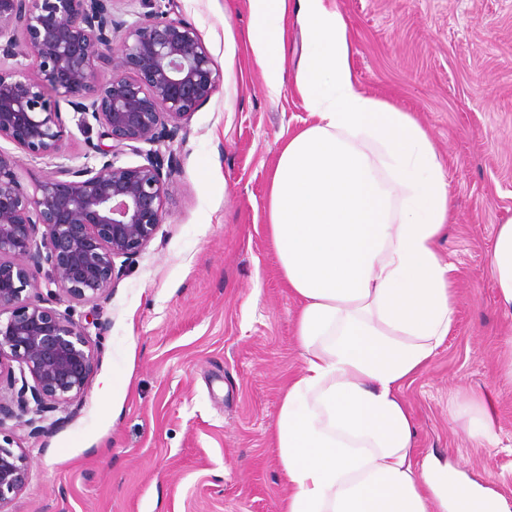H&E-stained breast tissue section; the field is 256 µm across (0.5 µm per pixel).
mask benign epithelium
Instances as JSON below:
<instances>
[{
  "label": "benign epithelium",
  "instance_id": "benign-epithelium-1",
  "mask_svg": "<svg viewBox=\"0 0 512 512\" xmlns=\"http://www.w3.org/2000/svg\"><path fill=\"white\" fill-rule=\"evenodd\" d=\"M152 2L139 0L129 22L114 0H0V140L66 156L63 100L81 131L98 128L86 154L103 158L60 163L30 194L0 149V512H12L31 475L7 422L38 438L85 393L98 347L77 308L97 310L123 276L116 260L156 239L177 168L170 144L223 81L196 29ZM18 56L25 71L5 67ZM124 148L145 163H119Z\"/></svg>",
  "mask_w": 512,
  "mask_h": 512
}]
</instances>
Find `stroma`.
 Segmentation results:
<instances>
[{"instance_id": "1", "label": "stroma", "mask_w": 512, "mask_h": 512, "mask_svg": "<svg viewBox=\"0 0 512 512\" xmlns=\"http://www.w3.org/2000/svg\"><path fill=\"white\" fill-rule=\"evenodd\" d=\"M364 92L413 113L437 146L453 212L439 242L457 320L402 389L420 455L512 500V317L488 257L512 217V0H335ZM194 26L226 78L171 145L178 166L156 241L98 311L109 328L83 397L49 434L14 431L31 477L14 512H279L270 432L302 366L298 301L266 231L276 148L309 113L293 81L270 99L242 40L247 0H157ZM491 395L499 442L475 447L456 404Z\"/></svg>"}]
</instances>
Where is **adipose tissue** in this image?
I'll return each instance as SVG.
<instances>
[{
    "instance_id": "1",
    "label": "adipose tissue",
    "mask_w": 512,
    "mask_h": 512,
    "mask_svg": "<svg viewBox=\"0 0 512 512\" xmlns=\"http://www.w3.org/2000/svg\"><path fill=\"white\" fill-rule=\"evenodd\" d=\"M246 41L281 97L290 21L293 79L310 120L277 149L267 231L297 299L302 368L272 432L289 494L282 512H512L496 491L416 458L401 396L455 323L453 266L438 243L453 203L432 135L413 114L364 93L332 0H248ZM490 270L512 315V218Z\"/></svg>"
}]
</instances>
